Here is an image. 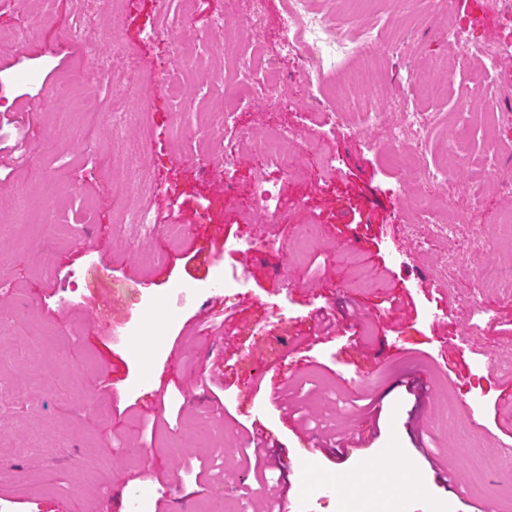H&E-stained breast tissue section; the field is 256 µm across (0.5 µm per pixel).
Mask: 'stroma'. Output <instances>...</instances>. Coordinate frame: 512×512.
I'll use <instances>...</instances> for the list:
<instances>
[{"label": "stroma", "mask_w": 512, "mask_h": 512, "mask_svg": "<svg viewBox=\"0 0 512 512\" xmlns=\"http://www.w3.org/2000/svg\"><path fill=\"white\" fill-rule=\"evenodd\" d=\"M36 11V0H0V30L26 37L20 49L0 42V74L35 75L0 99V116L16 118L34 151L20 167L0 140V322L9 328L0 376L11 384L0 399V443L21 446L36 428L57 445L0 459V512H131L132 490L171 486L178 501L154 497L148 512H343L349 499L360 512H468L476 498L468 458L435 423L448 414L445 397L477 404L489 424L480 450L497 454L500 398L512 378L479 369V354L460 337L479 332L482 352L512 347V299L459 269L448 272L461 282L449 293L437 263L466 251L473 236L499 242L497 216L512 208V122L489 125L480 108L466 109L479 64L459 55L463 42L511 44L512 15L490 0H415L403 30H380L386 54L347 66L379 88L378 104L402 95L436 115L420 161L442 162L449 140L465 139L447 188L465 221L443 236L426 222L407 225L398 187L408 170L392 163L382 130L355 131L351 113L325 89L308 88L281 53L284 0H198L188 14L181 0H125L114 20L99 10L77 16L72 0ZM183 14L188 31L151 38L160 16ZM219 19L227 41L275 61L287 111L263 99L236 102L232 87L205 74L181 101L159 88L161 76L180 77L191 63L177 42L207 50ZM109 26L125 48L117 65L126 105L139 113L120 144L108 135L112 96L86 52L93 28ZM433 56L458 64L447 92L426 99L406 75ZM63 84L71 112L60 123L52 101ZM89 93L105 108L94 127L78 109ZM219 109L238 115L224 130L225 148L241 155L229 169L196 124L197 113ZM275 122L294 134L304 172L272 181L284 218L245 222L226 199L246 197L256 169H274L250 154L249 136ZM133 152L145 157L143 199L158 224L186 221L179 245L150 267L132 227L118 220L107 177L113 160ZM329 158L331 180L323 177ZM22 199L68 221L70 234L7 221ZM307 224L319 225L320 237L301 255ZM233 235L256 251L224 252ZM48 248L55 259L45 270L39 256ZM204 251L219 253L225 269L247 268L251 300L229 309L223 291L205 292L170 318L179 283L208 282ZM511 260L512 248L500 244L475 263L492 270ZM146 293L156 303L151 335L135 348L130 334ZM203 311L212 316L208 332L196 325ZM349 376L360 390L345 385ZM282 377L294 393L289 405L275 395ZM258 433L274 450L265 484L237 464L245 438ZM196 460L212 470L202 487L189 469ZM360 470L364 479L348 483L346 472ZM327 479L336 497L322 503L313 491Z\"/></svg>", "instance_id": "obj_1"}]
</instances>
